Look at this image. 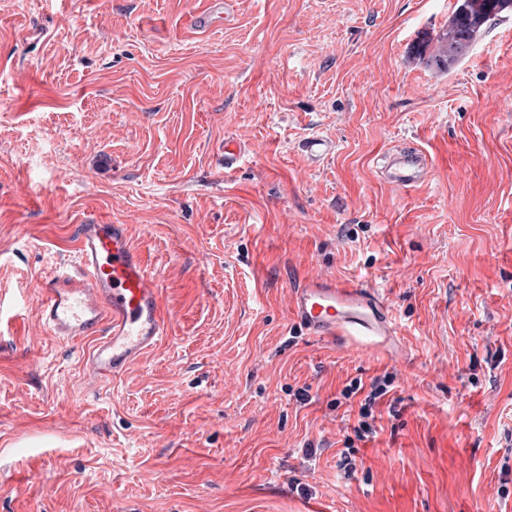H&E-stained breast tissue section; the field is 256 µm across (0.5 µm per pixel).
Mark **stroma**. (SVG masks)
<instances>
[{
    "mask_svg": "<svg viewBox=\"0 0 512 512\" xmlns=\"http://www.w3.org/2000/svg\"><path fill=\"white\" fill-rule=\"evenodd\" d=\"M200 2L0 0V512H512V13L438 74L412 47L457 0H238L206 33ZM408 142L410 190L380 161ZM95 216L168 326L92 389L35 286ZM310 275L396 336L308 335ZM357 381L387 386L363 438ZM292 310L313 336L337 337L362 351L384 347L396 335L385 296L358 284L308 277L292 291Z\"/></svg>",
    "mask_w": 512,
    "mask_h": 512,
    "instance_id": "stroma-1",
    "label": "stroma"
}]
</instances>
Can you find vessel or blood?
<instances>
[{"label":"vessel or blood","instance_id":"1","mask_svg":"<svg viewBox=\"0 0 512 512\" xmlns=\"http://www.w3.org/2000/svg\"><path fill=\"white\" fill-rule=\"evenodd\" d=\"M236 0H204L193 23L216 29L234 19ZM426 165L417 149L388 154L386 179L419 182ZM43 331L62 340L93 338L85 368L92 379L127 372L165 335L160 285L134 245L129 227L90 220L76 228L75 259L54 264L36 285ZM296 319L312 335L335 338L362 351L383 347L395 335L389 303L378 290L319 277L292 291Z\"/></svg>","mask_w":512,"mask_h":512}]
</instances>
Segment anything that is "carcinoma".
<instances>
[{
  "instance_id": "cac0c4a2",
  "label": "carcinoma",
  "mask_w": 512,
  "mask_h": 512,
  "mask_svg": "<svg viewBox=\"0 0 512 512\" xmlns=\"http://www.w3.org/2000/svg\"><path fill=\"white\" fill-rule=\"evenodd\" d=\"M509 10H512V0H458L448 19V27L435 34L436 52L426 56L418 49L416 53L426 68L446 73L468 54L487 25Z\"/></svg>"
}]
</instances>
